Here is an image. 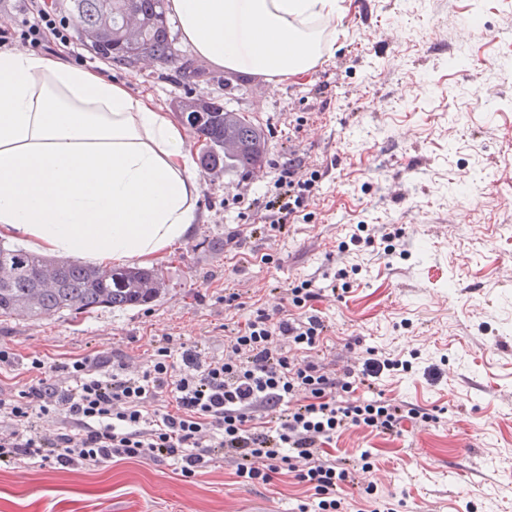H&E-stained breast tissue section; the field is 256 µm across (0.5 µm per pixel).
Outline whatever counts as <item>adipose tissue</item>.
Masks as SVG:
<instances>
[{"instance_id":"adipose-tissue-1","label":"adipose tissue","mask_w":512,"mask_h":512,"mask_svg":"<svg viewBox=\"0 0 512 512\" xmlns=\"http://www.w3.org/2000/svg\"><path fill=\"white\" fill-rule=\"evenodd\" d=\"M337 0H170L213 65L268 78L314 68ZM187 134L150 98L63 56L0 51V238L102 265L149 264L191 236Z\"/></svg>"}]
</instances>
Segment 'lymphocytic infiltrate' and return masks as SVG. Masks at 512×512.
I'll return each instance as SVG.
<instances>
[{
    "instance_id": "lymphocytic-infiltrate-1",
    "label": "lymphocytic infiltrate",
    "mask_w": 512,
    "mask_h": 512,
    "mask_svg": "<svg viewBox=\"0 0 512 512\" xmlns=\"http://www.w3.org/2000/svg\"><path fill=\"white\" fill-rule=\"evenodd\" d=\"M72 40L69 18L48 0H15L10 21L0 23V47L20 41L40 52ZM320 179L296 157L279 166L265 203L270 231L283 232L310 207ZM284 293L298 316L256 310L229 329L219 358L165 337L136 372L100 355L59 363L72 379L68 385L33 358L36 379L0 398V466L32 461L76 469L173 460L182 477L193 479L222 455L241 480L268 484L291 474L313 490L319 512H342L370 462L364 453L332 454L326 443L352 427L385 436L405 419L430 416L382 398L362 405L339 400L352 383L375 388L398 361L372 349L352 380L328 375L315 354L330 327L314 306L311 282H289ZM296 350L303 359L293 358ZM49 414L63 426H42Z\"/></svg>"
}]
</instances>
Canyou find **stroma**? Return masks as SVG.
Segmentation results:
<instances>
[{
	"label": "stroma",
	"mask_w": 512,
	"mask_h": 512,
	"mask_svg": "<svg viewBox=\"0 0 512 512\" xmlns=\"http://www.w3.org/2000/svg\"><path fill=\"white\" fill-rule=\"evenodd\" d=\"M334 43L315 71L282 79L203 62L200 94L259 122L265 162L251 172L199 173L194 231L158 259L165 291L155 303L75 318L0 319V393L22 389L30 363L104 355L144 364L153 341L170 336L224 353V325L270 309L275 287L306 279L332 331L321 362L343 376L370 348L411 367L384 377L379 392L431 414L398 435L353 427L337 452H368L365 478L394 512H512V0H338L326 25ZM73 64L150 95L173 112L188 86L173 68H117L65 48ZM298 154L322 178L309 216L279 236L251 233L262 212L224 203L241 184L270 189L275 164ZM468 222L453 227L460 211ZM393 224L395 252L351 245L360 226ZM244 234L225 250L229 232ZM358 271L342 299L326 291L343 257ZM243 306L226 310L225 290ZM312 500L285 475L269 485L237 481L216 462L187 481L172 462H112L80 469L0 467V512H298Z\"/></svg>",
	"instance_id": "obj_1"
}]
</instances>
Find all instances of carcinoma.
Segmentation results:
<instances>
[{"label":"carcinoma","instance_id":"obj_1","mask_svg":"<svg viewBox=\"0 0 512 512\" xmlns=\"http://www.w3.org/2000/svg\"><path fill=\"white\" fill-rule=\"evenodd\" d=\"M166 0H70L80 38L101 59L132 68L144 59L175 69L183 82L211 77L179 53L166 15ZM182 121L208 150L199 156L207 173L253 168L264 160L262 128L205 96L177 103ZM163 289L161 270L100 268L48 259L0 243V318L76 316L97 308L151 303Z\"/></svg>","mask_w":512,"mask_h":512}]
</instances>
